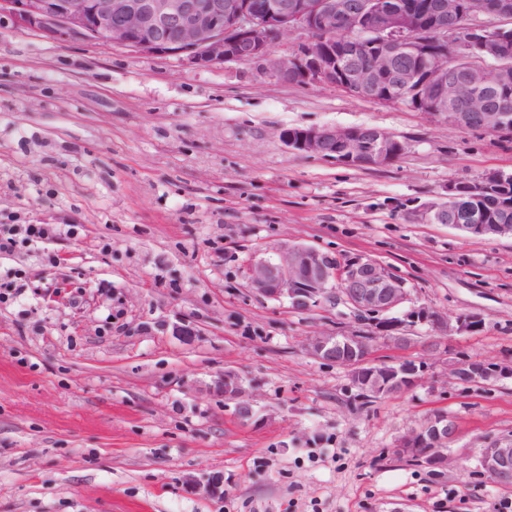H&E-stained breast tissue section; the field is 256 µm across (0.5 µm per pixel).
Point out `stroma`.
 I'll return each mask as SVG.
<instances>
[{
    "mask_svg": "<svg viewBox=\"0 0 512 512\" xmlns=\"http://www.w3.org/2000/svg\"><path fill=\"white\" fill-rule=\"evenodd\" d=\"M377 126L383 167L298 153L286 128ZM512 170V135L400 105L208 68L101 41L60 42L0 17V224L73 234L0 254L23 272L0 303V512H496L471 468L512 438V380L458 384V358L512 362V237L416 218L452 181ZM303 244L370 258L413 302L479 316L478 332L376 337V360L427 358L423 384L364 403L311 338L363 329L332 297L261 298L251 259ZM239 376L254 417L214 382ZM436 411L460 435L447 468L400 458Z\"/></svg>",
    "mask_w": 512,
    "mask_h": 512,
    "instance_id": "1",
    "label": "stroma"
}]
</instances>
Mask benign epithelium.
<instances>
[{"label":"benign epithelium","mask_w":512,"mask_h":512,"mask_svg":"<svg viewBox=\"0 0 512 512\" xmlns=\"http://www.w3.org/2000/svg\"><path fill=\"white\" fill-rule=\"evenodd\" d=\"M0 14L54 41H103L149 54L175 55L194 67L228 61H252L271 76L293 84H323L383 104L403 106L449 125L492 134H512V113L483 98L464 95L467 88L497 87L508 82L512 27H489V18L512 19V0H429L425 8L393 6L386 0H0ZM300 29L309 33L289 59H274L269 41ZM453 44L467 68L448 71L445 61L431 62ZM282 141L307 155L334 158L352 166L380 167L405 152V144L376 126L284 129ZM512 180V173L487 171L479 187ZM461 185L448 184L445 200L419 210L416 217L446 224L475 237L512 236V221L497 224L460 203ZM249 288L259 296L288 298L290 306L308 311L319 299L340 292L359 313L387 316L385 328L423 325L436 336L473 332L479 317L448 314L408 304L406 282L374 260H342L304 245L283 249L274 258L250 265ZM373 337L318 336L312 354L347 368L359 395L403 394L425 378L427 365L405 360L374 364ZM448 374L463 384L494 385L512 378V363L465 359L448 364ZM236 402L239 416H253L241 380L226 372L216 383ZM456 421L434 413L402 435L397 454L428 467L448 464V448L459 438ZM477 471L501 486H512V439L481 449Z\"/></svg>","instance_id":"1"}]
</instances>
